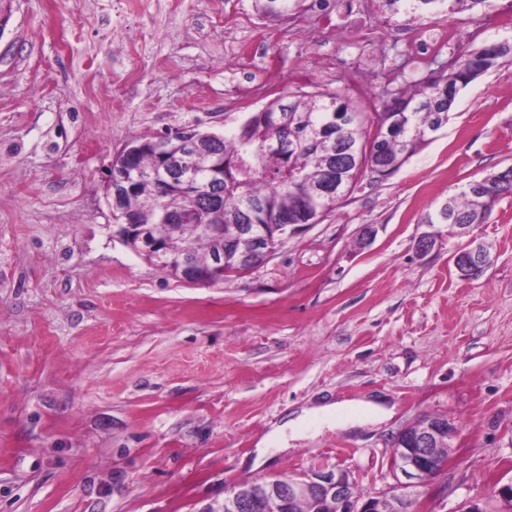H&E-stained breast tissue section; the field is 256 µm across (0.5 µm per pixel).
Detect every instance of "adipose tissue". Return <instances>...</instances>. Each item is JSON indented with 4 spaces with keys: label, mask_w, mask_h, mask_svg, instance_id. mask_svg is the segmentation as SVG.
I'll return each instance as SVG.
<instances>
[{
    "label": "adipose tissue",
    "mask_w": 512,
    "mask_h": 512,
    "mask_svg": "<svg viewBox=\"0 0 512 512\" xmlns=\"http://www.w3.org/2000/svg\"><path fill=\"white\" fill-rule=\"evenodd\" d=\"M395 407L383 398H372L358 402H329L302 410L297 416L288 418L282 423L274 424L271 430L256 444L253 469H260L267 461L271 442L286 443L287 435L297 432L302 423L310 418L329 423L342 416L347 426L371 422L378 423L390 419Z\"/></svg>",
    "instance_id": "adipose-tissue-1"
}]
</instances>
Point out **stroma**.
I'll return each instance as SVG.
<instances>
[{
	"label": "stroma",
	"mask_w": 512,
	"mask_h": 512,
	"mask_svg": "<svg viewBox=\"0 0 512 512\" xmlns=\"http://www.w3.org/2000/svg\"><path fill=\"white\" fill-rule=\"evenodd\" d=\"M0 512H224L252 475L345 471L362 493L394 482L391 444L441 416L457 434L417 512H459L512 481V195L466 234L424 216L512 166V60L456 97L447 125L391 178L346 202L261 268L181 283L113 237V156L146 133L221 132L291 90L360 95L424 79L374 0H305L269 19L254 0H0ZM512 0L430 15L459 47L512 42ZM354 31L350 40L339 29ZM141 72L119 83L128 54ZM376 237L362 246L365 225ZM433 235L430 250L419 242ZM477 238L489 266L452 257ZM379 395L391 420L314 427L258 473L271 425L323 400Z\"/></svg>",
	"instance_id": "obj_1"
}]
</instances>
